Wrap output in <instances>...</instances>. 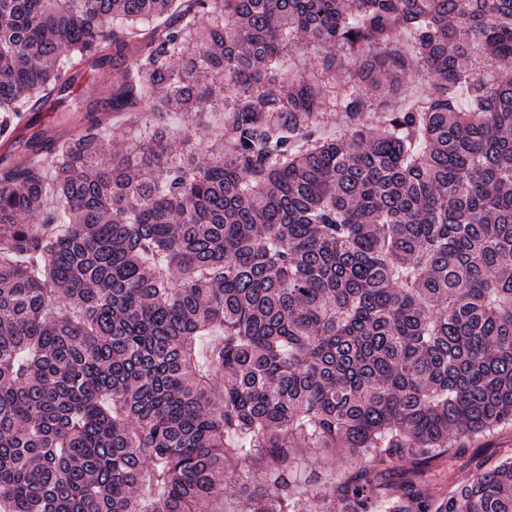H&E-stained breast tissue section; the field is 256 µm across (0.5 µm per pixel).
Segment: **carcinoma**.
<instances>
[{"label":"carcinoma","mask_w":512,"mask_h":512,"mask_svg":"<svg viewBox=\"0 0 512 512\" xmlns=\"http://www.w3.org/2000/svg\"><path fill=\"white\" fill-rule=\"evenodd\" d=\"M511 71L512 0H0V512H512L423 469L512 422ZM107 73V69H104L94 73L85 71L84 74L78 75L80 103L85 100H94L99 96L100 85L106 80Z\"/></svg>","instance_id":"obj_1"}]
</instances>
